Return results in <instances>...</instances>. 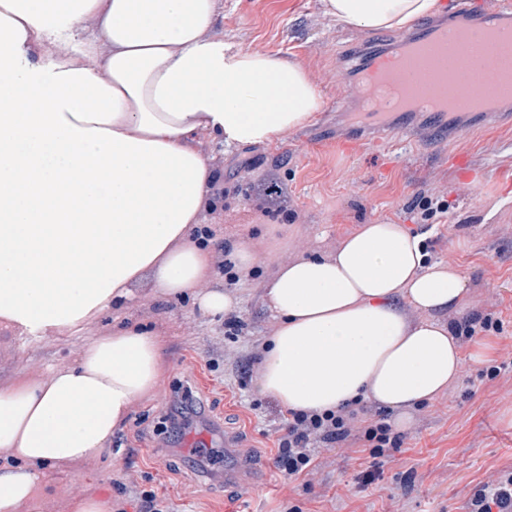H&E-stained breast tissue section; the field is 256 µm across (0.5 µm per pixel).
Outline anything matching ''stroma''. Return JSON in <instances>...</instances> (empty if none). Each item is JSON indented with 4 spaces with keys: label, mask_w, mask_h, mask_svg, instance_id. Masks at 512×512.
Here are the masks:
<instances>
[{
    "label": "stroma",
    "mask_w": 512,
    "mask_h": 512,
    "mask_svg": "<svg viewBox=\"0 0 512 512\" xmlns=\"http://www.w3.org/2000/svg\"><path fill=\"white\" fill-rule=\"evenodd\" d=\"M206 34L301 59L325 105L308 125L273 145L228 149L197 135L196 147L221 173L217 210L202 212L201 223L220 225V242L247 244L260 258L255 279L235 287L244 329L240 336H225L223 320L200 315L190 301L140 289L126 316L164 336L162 381L113 438L111 466L89 460L56 471L57 492L43 512H69L71 497L97 493L103 484L125 512H137L131 494L120 489L128 481L155 489L172 512H466L480 483L512 468V423L504 416L512 409V125L462 115L453 123L451 141L398 146L392 116L378 124V142L340 150L337 135L359 131L355 108L340 112L336 105L355 85L361 56L396 51L404 30L338 24L319 0H217ZM460 153L469 158L467 168L452 162ZM272 184L283 203L274 227L261 232L257 226L265 218L252 198ZM429 196L447 200V213L425 217L422 203ZM384 223L426 230L432 261L464 274L471 301L456 321L488 315L500 320L501 330L462 341L459 378L439 400L413 410L412 424L401 429V446L391 451L379 480L363 483L370 458L356 448L323 450L318 473L286 479L274 464L286 411L258 394L257 374H241L237 367L272 334L262 289L278 263L331 253L360 225ZM104 328L96 321L79 337L38 341L0 330V385L22 370L39 375L75 360ZM488 365L500 367L496 379L483 377ZM188 387L204 409L189 428L213 432L216 462L156 430L166 402ZM228 431L241 437L245 453L264 463L263 479L225 485Z\"/></svg>",
    "instance_id": "stroma-1"
}]
</instances>
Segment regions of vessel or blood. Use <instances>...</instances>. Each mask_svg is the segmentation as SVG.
<instances>
[{"mask_svg":"<svg viewBox=\"0 0 512 512\" xmlns=\"http://www.w3.org/2000/svg\"><path fill=\"white\" fill-rule=\"evenodd\" d=\"M448 13L419 25L407 36L417 48L410 56L371 57L367 78L380 87L401 86L405 101L396 108L402 116L428 100L434 114H482L490 95L512 100V41L499 32L512 30V14L491 7L488 0H450ZM239 440L224 438V481L242 482L254 468L253 459L238 451Z\"/></svg>","mask_w":512,"mask_h":512,"instance_id":"1","label":"vessel or blood"}]
</instances>
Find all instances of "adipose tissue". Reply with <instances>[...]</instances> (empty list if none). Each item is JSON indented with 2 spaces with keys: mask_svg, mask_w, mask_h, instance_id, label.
Segmentation results:
<instances>
[{
  "mask_svg": "<svg viewBox=\"0 0 512 512\" xmlns=\"http://www.w3.org/2000/svg\"><path fill=\"white\" fill-rule=\"evenodd\" d=\"M337 22L401 29L438 0H320ZM103 17L106 78L81 35ZM215 0H0V329L29 340L106 334L47 376L0 386V512H42L58 467L111 452L158 388L162 339L112 311L150 281L203 314L235 312L203 289L216 244L201 234L212 170L194 148L273 144L310 123L324 97L303 62L206 37ZM44 41L67 45L43 60ZM262 303L275 330L257 388L283 408L323 413L360 399L406 426L457 379L445 320L468 303L462 274L433 263L401 224H363L330 255L280 264ZM419 319H412V312Z\"/></svg>",
  "mask_w": 512,
  "mask_h": 512,
  "instance_id": "1",
  "label": "adipose tissue"
}]
</instances>
